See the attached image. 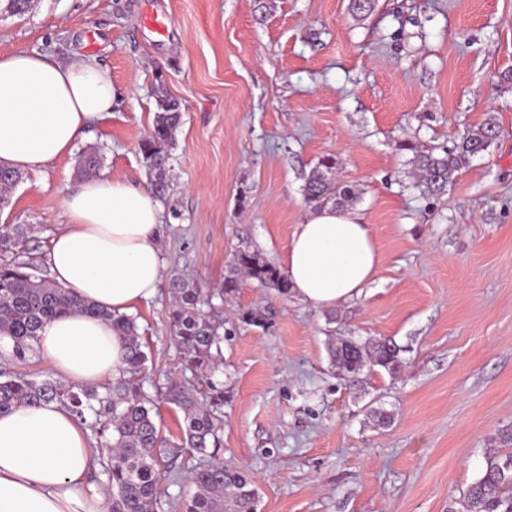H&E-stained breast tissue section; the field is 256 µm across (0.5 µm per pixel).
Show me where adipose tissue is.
Returning a JSON list of instances; mask_svg holds the SVG:
<instances>
[{
  "instance_id": "ef3b65f1",
  "label": "adipose tissue",
  "mask_w": 512,
  "mask_h": 512,
  "mask_svg": "<svg viewBox=\"0 0 512 512\" xmlns=\"http://www.w3.org/2000/svg\"><path fill=\"white\" fill-rule=\"evenodd\" d=\"M118 98L93 58L0 55V162L42 172L72 153ZM65 222L51 237L55 284L115 314L153 298L162 282V209L147 188L102 173L63 200ZM380 257L360 216L333 206L308 210L288 242L285 266L295 299L322 308L354 300ZM67 382L120 376L124 341L106 321L74 311L45 323L34 344ZM100 457L89 430L51 401L0 413V512H110L88 475Z\"/></svg>"
}]
</instances>
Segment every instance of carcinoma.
<instances>
[{"instance_id":"cac0c4a2","label":"carcinoma","mask_w":512,"mask_h":512,"mask_svg":"<svg viewBox=\"0 0 512 512\" xmlns=\"http://www.w3.org/2000/svg\"><path fill=\"white\" fill-rule=\"evenodd\" d=\"M152 130L140 142V151L151 174V189L160 197L169 187V154L166 147L181 121L179 103L166 96L158 100ZM495 126L487 123L467 131L445 155L417 151L412 163L425 187L438 193L448 187L454 173L485 150L496 138ZM339 161L333 155L319 160L304 188V199L314 208L331 204L342 207L355 192L336 179ZM21 173L0 165V203L18 184ZM23 224H0V341L12 343V356L26 358L43 325L74 309L112 325L125 342V369L104 392L83 384L52 379L37 380L26 374L0 370V413L42 401H57L69 408L96 436L107 452L105 469L112 487V512H158L163 472L172 467L184 449L195 457L190 482L195 492L183 503V512H258L259 497L250 474L224 464L221 437L224 428V391L211 376L220 367V324L203 309L213 296H230L247 278L286 296L287 272L264 261L255 251L236 252L230 274L217 292L204 290L181 276L169 279V317L173 340L185 369L201 376L209 392L172 383L165 401L183 412L180 438L162 435L155 416L156 400L143 390L141 375L147 355L142 349L135 319L115 315L87 300L70 296L53 282L29 272L31 264L19 260L16 248L26 238ZM336 368L348 382L366 366L381 367L393 374L403 361L400 349L388 340L359 343L346 338L331 349ZM460 512H512V453L485 455L480 477L462 492Z\"/></svg>"}]
</instances>
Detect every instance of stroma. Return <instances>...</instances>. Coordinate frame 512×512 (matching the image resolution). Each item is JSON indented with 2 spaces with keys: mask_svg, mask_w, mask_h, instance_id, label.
<instances>
[{
  "mask_svg": "<svg viewBox=\"0 0 512 512\" xmlns=\"http://www.w3.org/2000/svg\"><path fill=\"white\" fill-rule=\"evenodd\" d=\"M349 4L34 0L0 16V55H89L120 94L70 155L25 175L0 224L29 225L24 259L47 276L83 154L148 186L139 144L165 95L182 119L161 200L163 276L211 288L242 249L283 266L309 209L305 179L335 156L377 272L332 309L250 280L219 303L221 455L251 473L261 512H451L512 425V0H377L368 15ZM152 14L165 34L145 27ZM487 122L496 138L445 193L419 186L414 149L442 155ZM248 310L265 323L246 322ZM132 315L144 390L164 433L178 434L183 414L164 394L196 380L171 338L167 286ZM341 336L392 340L403 370L368 367L347 383L329 353Z\"/></svg>",
  "mask_w": 512,
  "mask_h": 512,
  "instance_id": "obj_1",
  "label": "stroma"
}]
</instances>
